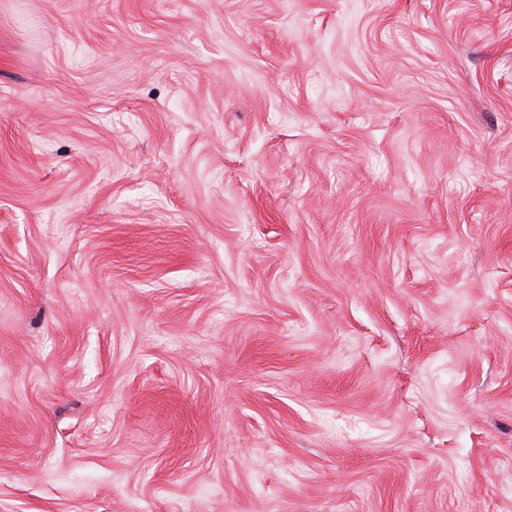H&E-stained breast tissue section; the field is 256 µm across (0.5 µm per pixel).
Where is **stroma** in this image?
I'll return each mask as SVG.
<instances>
[{"instance_id": "stroma-1", "label": "stroma", "mask_w": 512, "mask_h": 512, "mask_svg": "<svg viewBox=\"0 0 512 512\" xmlns=\"http://www.w3.org/2000/svg\"><path fill=\"white\" fill-rule=\"evenodd\" d=\"M0 512H512V0H0Z\"/></svg>"}]
</instances>
